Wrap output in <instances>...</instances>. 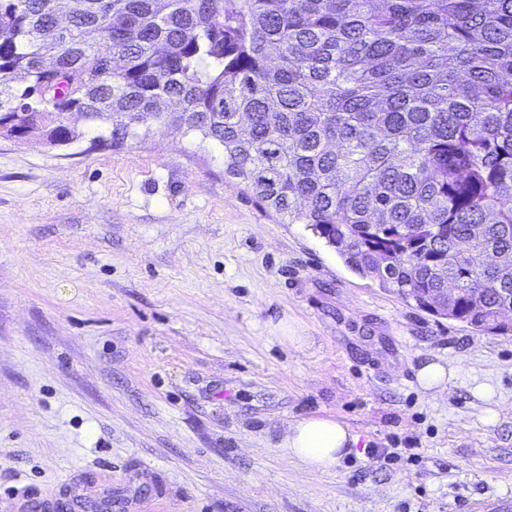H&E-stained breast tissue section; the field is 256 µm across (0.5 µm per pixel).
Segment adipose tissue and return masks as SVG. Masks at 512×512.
<instances>
[{"instance_id": "obj_1", "label": "adipose tissue", "mask_w": 512, "mask_h": 512, "mask_svg": "<svg viewBox=\"0 0 512 512\" xmlns=\"http://www.w3.org/2000/svg\"><path fill=\"white\" fill-rule=\"evenodd\" d=\"M356 443L350 428L336 419L310 416L290 424L280 449L308 470L327 472Z\"/></svg>"}]
</instances>
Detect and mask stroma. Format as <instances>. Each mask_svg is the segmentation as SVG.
I'll return each instance as SVG.
<instances>
[{
	"label": "stroma",
	"instance_id": "35a3bbf8",
	"mask_svg": "<svg viewBox=\"0 0 512 512\" xmlns=\"http://www.w3.org/2000/svg\"><path fill=\"white\" fill-rule=\"evenodd\" d=\"M77 126L66 147L0 137V512H52L64 485L112 512L512 500V336L358 275L199 137ZM427 359L454 368L448 390L419 389ZM308 416L358 437L330 472L280 451ZM405 440L416 457L371 454Z\"/></svg>",
	"mask_w": 512,
	"mask_h": 512
}]
</instances>
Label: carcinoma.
Returning a JSON list of instances; mask_svg holds the SVG:
<instances>
[{
    "label": "carcinoma",
    "instance_id": "1",
    "mask_svg": "<svg viewBox=\"0 0 512 512\" xmlns=\"http://www.w3.org/2000/svg\"><path fill=\"white\" fill-rule=\"evenodd\" d=\"M56 3L0 0L1 121L198 134L358 274L420 307L451 286L463 323L512 305V0H72L52 45Z\"/></svg>",
    "mask_w": 512,
    "mask_h": 512
}]
</instances>
